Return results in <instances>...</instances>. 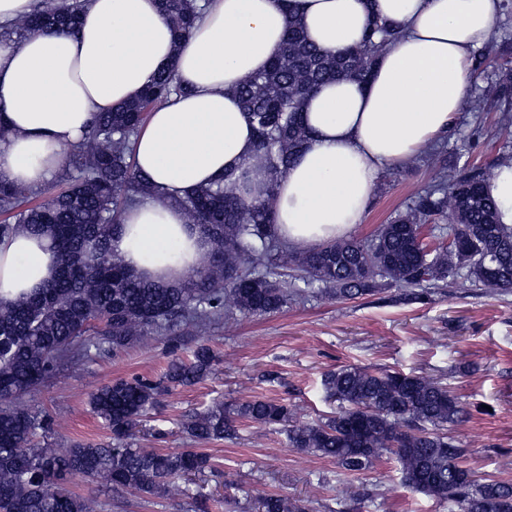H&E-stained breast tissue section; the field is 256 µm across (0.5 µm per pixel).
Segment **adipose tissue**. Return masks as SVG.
Listing matches in <instances>:
<instances>
[{"label":"adipose tissue","mask_w":512,"mask_h":512,"mask_svg":"<svg viewBox=\"0 0 512 512\" xmlns=\"http://www.w3.org/2000/svg\"><path fill=\"white\" fill-rule=\"evenodd\" d=\"M502 0H210L175 42L157 0H88L77 34L0 40V178L39 189L63 167L94 113L136 98L167 63L187 92L151 112L135 163L158 194L128 210L112 240L129 267L175 283L199 267L204 237L172 198L247 175L266 178L253 126L234 89L278 55L289 16L316 47L359 46L370 14L401 36L366 81L324 84L303 114L307 145L279 181L275 231L307 248L362 224L381 172L445 135L469 84L468 60L491 38ZM49 242L0 239V295L42 288L55 275Z\"/></svg>","instance_id":"ef3b65f1"}]
</instances>
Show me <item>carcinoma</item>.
Returning a JSON list of instances; mask_svg holds the SVG:
<instances>
[{
  "instance_id": "carcinoma-1",
  "label": "carcinoma",
  "mask_w": 512,
  "mask_h": 512,
  "mask_svg": "<svg viewBox=\"0 0 512 512\" xmlns=\"http://www.w3.org/2000/svg\"><path fill=\"white\" fill-rule=\"evenodd\" d=\"M162 17L180 45L200 17L197 0H158ZM81 0H37L19 23L34 32L73 33ZM399 27L370 16L363 43L336 54L308 42L297 18L288 21L280 55L267 70L236 89L254 126L255 146L270 183L260 190L247 180L227 177L171 199L210 243L204 264L179 283L155 282L126 266L112 251L113 236L125 211L156 194L139 173L134 139L152 110L186 88L174 66L162 69L135 100L94 114L73 154L74 174L48 198L30 203L27 190L0 179V238L19 231L49 239L58 272L30 295L0 297V512H101L95 496L72 492L77 479H98L112 492L156 495L190 473L215 471L212 457L198 448L163 452L124 444L131 430L157 404L158 383L118 379L89 392L94 412L112 431L107 444L73 443L53 448L35 441L47 419L13 403L32 394L54 365L76 352L128 348L159 337L183 323L198 329L223 317L230 321L279 310L288 288L281 268L299 273L338 299L373 290L385 277L428 298L423 284L444 282L462 273L483 287L512 291V226L498 221V204L486 192L495 167L478 175L455 176L442 170L434 189L415 197L411 207L378 228L369 243L342 240L296 250L275 232L276 183L308 142L301 112L324 83L364 79L369 58L399 37ZM504 116L512 111V69L483 89ZM451 214L453 242L426 252L424 224ZM214 354L199 344L188 361L166 373L168 382L188 385L212 368ZM327 397L340 403L336 415L321 423L292 420L288 406L271 399L218 404L185 426L194 441L231 439L235 422L246 419L279 426L289 446L330 458L348 476H358L384 456L398 465L402 483L414 492L448 502L451 512H512V483L476 478L464 465L465 449L448 437L447 425L462 414L458 397L430 378L349 365L324 375ZM257 512H312L301 500L263 494Z\"/></svg>"
}]
</instances>
